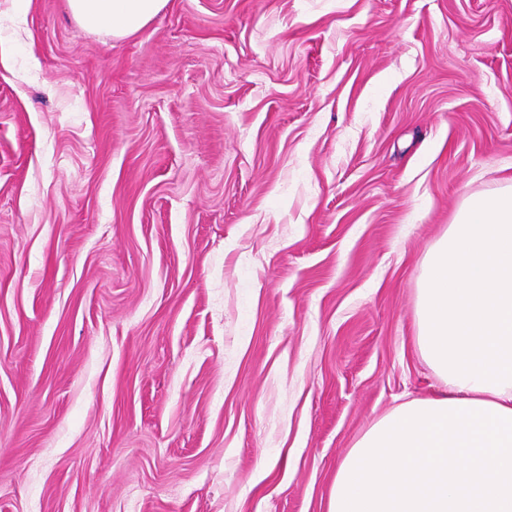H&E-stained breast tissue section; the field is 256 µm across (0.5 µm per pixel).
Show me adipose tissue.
I'll list each match as a JSON object with an SVG mask.
<instances>
[{"instance_id":"adipose-tissue-1","label":"adipose tissue","mask_w":512,"mask_h":512,"mask_svg":"<svg viewBox=\"0 0 512 512\" xmlns=\"http://www.w3.org/2000/svg\"><path fill=\"white\" fill-rule=\"evenodd\" d=\"M81 31L144 28L166 0H66ZM417 345L448 383L378 419L328 512H512V186L469 196L426 252Z\"/></svg>"}]
</instances>
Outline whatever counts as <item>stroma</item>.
Instances as JSON below:
<instances>
[{
  "instance_id": "1",
  "label": "stroma",
  "mask_w": 512,
  "mask_h": 512,
  "mask_svg": "<svg viewBox=\"0 0 512 512\" xmlns=\"http://www.w3.org/2000/svg\"><path fill=\"white\" fill-rule=\"evenodd\" d=\"M0 512H328L444 386L427 249L512 184V0H0ZM167 0H66L78 28L112 39L130 36L144 28Z\"/></svg>"
}]
</instances>
